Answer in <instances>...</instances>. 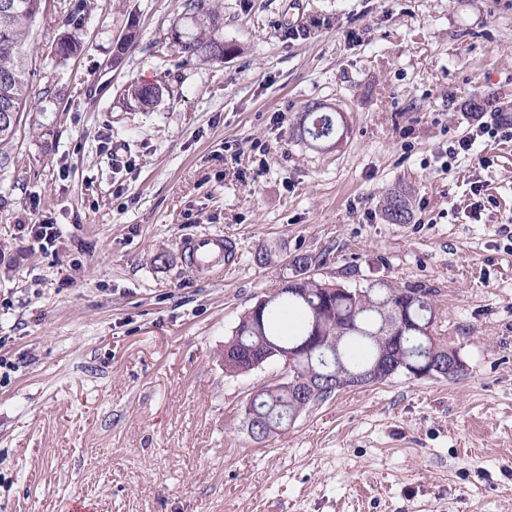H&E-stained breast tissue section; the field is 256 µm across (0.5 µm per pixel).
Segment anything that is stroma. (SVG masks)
<instances>
[{"instance_id":"1","label":"stroma","mask_w":512,"mask_h":512,"mask_svg":"<svg viewBox=\"0 0 512 512\" xmlns=\"http://www.w3.org/2000/svg\"><path fill=\"white\" fill-rule=\"evenodd\" d=\"M213 6L221 62L168 47L181 0H52L32 26L0 199V512H512V140L448 156L512 110V0ZM319 103L338 144L292 134ZM394 189L410 223L382 216ZM34 224L63 236L39 249ZM201 233L238 267L192 274ZM298 255L431 289L464 376L343 390L255 443L244 407L284 368L225 375L224 342ZM127 98L131 99L142 109L151 108L159 97V87L156 85L131 84L125 90Z\"/></svg>"}]
</instances>
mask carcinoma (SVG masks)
I'll return each instance as SVG.
<instances>
[{"label":"carcinoma","mask_w":512,"mask_h":512,"mask_svg":"<svg viewBox=\"0 0 512 512\" xmlns=\"http://www.w3.org/2000/svg\"><path fill=\"white\" fill-rule=\"evenodd\" d=\"M13 8L0 17V101L6 99L17 114L16 122L0 123V173L12 163L10 148L21 128L31 99L28 41L36 17L47 0H11ZM183 15L192 27L175 26L169 36L184 61H217L234 50L220 34V15L211 0H182ZM80 50L69 32L57 38L55 52L65 61ZM127 98L142 109L159 97L156 85L131 84ZM340 124L334 112H303L295 125L297 135L312 141L336 138ZM383 213L391 224L411 219L410 200L401 191L387 194ZM311 258L292 260V275L278 289L257 300L239 317L224 342V373L236 376L271 361L286 363L288 351L301 350L284 370L286 377L262 388L255 412L261 436L256 443L288 430L314 402L298 396L297 388L322 374L354 376L379 362L404 353L416 366H429L448 357V343L436 331L437 307L425 288H396L373 282L354 290L326 283L307 274Z\"/></svg>","instance_id":"obj_1"}]
</instances>
